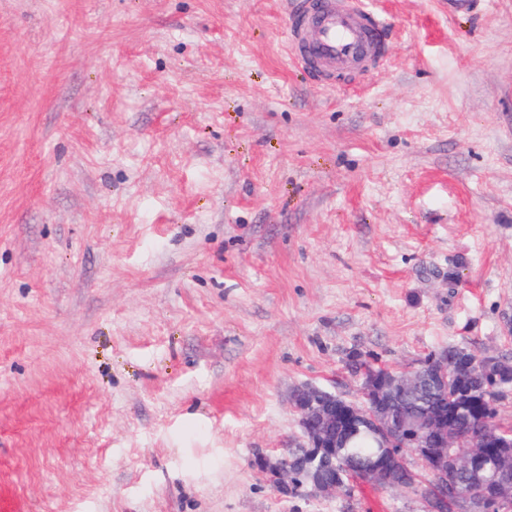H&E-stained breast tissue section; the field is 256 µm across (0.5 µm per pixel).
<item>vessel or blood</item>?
<instances>
[{
    "label": "vessel or blood",
    "instance_id": "obj_1",
    "mask_svg": "<svg viewBox=\"0 0 512 512\" xmlns=\"http://www.w3.org/2000/svg\"><path fill=\"white\" fill-rule=\"evenodd\" d=\"M384 25L368 0H297L287 23L292 60L324 81L376 69L386 60Z\"/></svg>",
    "mask_w": 512,
    "mask_h": 512
}]
</instances>
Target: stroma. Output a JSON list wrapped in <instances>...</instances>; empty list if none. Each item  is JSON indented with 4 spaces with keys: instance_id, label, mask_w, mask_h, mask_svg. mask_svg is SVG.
I'll return each instance as SVG.
<instances>
[{
    "instance_id": "stroma-1",
    "label": "stroma",
    "mask_w": 512,
    "mask_h": 512,
    "mask_svg": "<svg viewBox=\"0 0 512 512\" xmlns=\"http://www.w3.org/2000/svg\"><path fill=\"white\" fill-rule=\"evenodd\" d=\"M320 84L286 0H0V512H425L282 497L292 390L512 359V0H371Z\"/></svg>"
}]
</instances>
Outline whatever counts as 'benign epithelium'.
I'll list each match as a JSON object with an SVG mask.
<instances>
[{
    "label": "benign epithelium",
    "instance_id": "benign-epithelium-1",
    "mask_svg": "<svg viewBox=\"0 0 512 512\" xmlns=\"http://www.w3.org/2000/svg\"><path fill=\"white\" fill-rule=\"evenodd\" d=\"M481 366L488 385L496 389L497 399L512 393V361L493 354L481 356ZM442 388L448 383V357L433 354L424 370L402 373H363L360 391L368 406L312 385L300 386L290 401L299 414L300 442L276 455L259 453L253 464L268 474L277 491L285 496L299 493L330 496L343 483L319 476L297 485L289 469L288 455L298 461L318 458L340 468L349 477L358 474L363 482L391 489L411 483L406 453L432 467L436 486L422 495L427 512H502L512 507V440L506 438H448V414L466 419L473 400V387L463 380L448 398V411L430 410L415 420L402 416L398 398L418 388L422 381ZM346 409L353 421L369 428L385 453L367 466L336 462V408Z\"/></svg>",
    "mask_w": 512,
    "mask_h": 512
}]
</instances>
